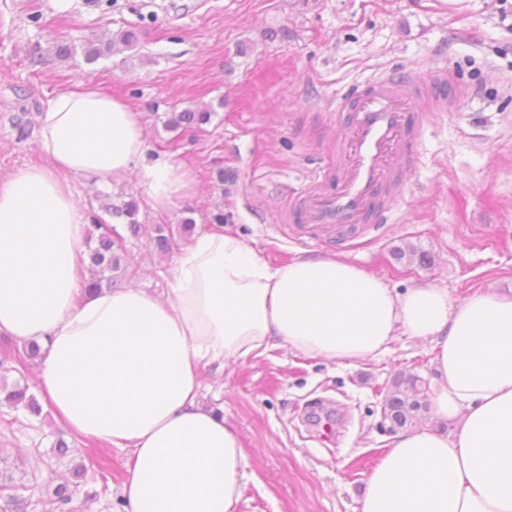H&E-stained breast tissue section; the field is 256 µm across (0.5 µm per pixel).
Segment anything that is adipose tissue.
<instances>
[{
    "instance_id": "ef3b65f1",
    "label": "adipose tissue",
    "mask_w": 512,
    "mask_h": 512,
    "mask_svg": "<svg viewBox=\"0 0 512 512\" xmlns=\"http://www.w3.org/2000/svg\"><path fill=\"white\" fill-rule=\"evenodd\" d=\"M47 163L0 177V334L43 341L38 385L74 434L129 451L124 512H237V430L203 406L200 366L282 345L365 361L394 336L430 342L432 424L399 434L361 512H512V292H396L342 257L271 267L239 235L200 231L166 296L137 286L80 298L88 211L68 176L137 172L166 211L194 175L147 155L140 112L80 81L38 116Z\"/></svg>"
}]
</instances>
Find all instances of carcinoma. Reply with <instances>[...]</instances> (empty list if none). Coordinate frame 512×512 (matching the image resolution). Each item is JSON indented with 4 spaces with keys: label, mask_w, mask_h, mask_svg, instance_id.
I'll return each instance as SVG.
<instances>
[{
    "label": "carcinoma",
    "mask_w": 512,
    "mask_h": 512,
    "mask_svg": "<svg viewBox=\"0 0 512 512\" xmlns=\"http://www.w3.org/2000/svg\"><path fill=\"white\" fill-rule=\"evenodd\" d=\"M133 47L138 42V36L131 30L123 31L115 37L89 40L82 48L84 60L92 64L110 54L115 42ZM212 112L185 109L181 112L167 114L165 128L170 131L198 128L211 121ZM102 210L112 218L124 221L127 232L137 237L143 225L138 219L140 204L132 196L120 203L110 200L101 205ZM91 228L88 233L87 256L83 263L87 264L89 279L86 280L85 293L91 295L104 288L110 289L114 282L125 274L128 267L125 263V236L117 228L97 216H91ZM43 346L31 341L24 344L23 353L13 357L0 359V369L8 373L14 371L23 374L28 362L44 357ZM428 384L425 379L416 374L401 373L393 381L392 389L387 393L384 405V419L391 424V429L412 428L426 418L429 406L427 404ZM6 406L16 411L23 410L38 417L42 408L36 398L28 394V387L16 381L9 385L0 379V406ZM73 493L66 482L57 485L54 497L44 502L46 512H74L72 505Z\"/></svg>",
    "instance_id": "1"
}]
</instances>
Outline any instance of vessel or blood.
Listing matches in <instances>:
<instances>
[{"label":"vessel or blood","mask_w":512,"mask_h":512,"mask_svg":"<svg viewBox=\"0 0 512 512\" xmlns=\"http://www.w3.org/2000/svg\"><path fill=\"white\" fill-rule=\"evenodd\" d=\"M447 84L444 67L390 72L343 99L345 134L336 142V164L319 168L288 212L299 239L321 245L382 222L390 201L406 191L399 168L417 157V133L430 119L417 105L418 94Z\"/></svg>","instance_id":"b4317fda"}]
</instances>
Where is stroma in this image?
<instances>
[{
  "instance_id": "stroma-1",
  "label": "stroma",
  "mask_w": 512,
  "mask_h": 512,
  "mask_svg": "<svg viewBox=\"0 0 512 512\" xmlns=\"http://www.w3.org/2000/svg\"><path fill=\"white\" fill-rule=\"evenodd\" d=\"M136 30V47L86 64L58 60L53 47ZM447 66L451 79L419 134V158L406 174L409 193L387 223L345 245L304 246L281 228L284 209L304 187L340 131L337 106L384 72ZM128 101L145 125L149 156L166 154L194 172V193L154 211L136 173L102 185L70 179L77 198L98 210L96 193L134 196L139 220L166 224L170 252L150 233L128 238L121 286L166 294L196 228L224 216L270 266L305 256L338 255L402 292L447 288L453 300L477 288L512 289V0H0V176L44 164L36 128L19 134L53 94L76 81ZM211 111L198 129L170 131L165 113ZM406 246L432 263L398 258ZM429 342L397 336L364 362L312 358L284 347L260 357L204 364L202 401L238 431L245 453L238 512H360L365 480L392 434L382 405L395 376L430 378ZM0 428V471L23 482L25 512L68 478L47 455L64 427L50 409L17 412ZM125 448H104L101 470L74 486L84 512H117L127 477ZM110 471L111 480L101 478Z\"/></svg>"
}]
</instances>
